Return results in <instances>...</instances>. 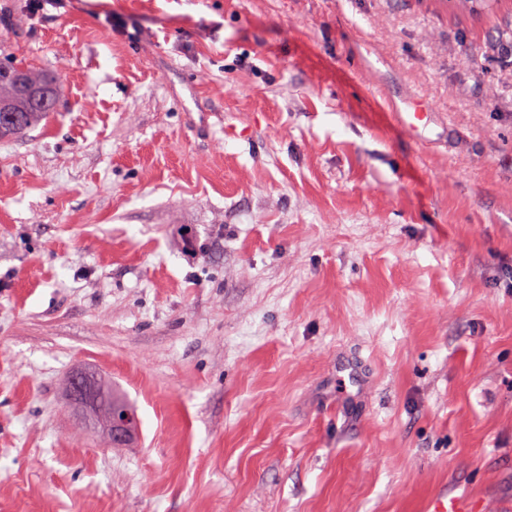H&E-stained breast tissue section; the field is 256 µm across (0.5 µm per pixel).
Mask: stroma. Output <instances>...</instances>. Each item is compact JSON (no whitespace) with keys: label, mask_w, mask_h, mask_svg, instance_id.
Masks as SVG:
<instances>
[{"label":"stroma","mask_w":512,"mask_h":512,"mask_svg":"<svg viewBox=\"0 0 512 512\" xmlns=\"http://www.w3.org/2000/svg\"><path fill=\"white\" fill-rule=\"evenodd\" d=\"M511 42L512 0H0L60 79L0 141V512H512ZM68 397L71 403L79 405L89 413L88 427L97 428L95 416L105 408L107 394L98 379L88 372H79L72 376ZM112 406L125 411L128 414L130 419L129 426L134 434L139 425V417L132 406L128 403V401L123 396L117 394L115 389L112 390ZM105 426L111 439H113L114 442L124 441L125 437L129 433L127 420L125 417H123L121 412H114L111 414L106 421ZM428 509V512H482L484 510L479 503L473 501L459 505L456 501L448 500V495L432 499Z\"/></svg>","instance_id":"1"}]
</instances>
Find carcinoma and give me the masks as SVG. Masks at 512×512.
Returning <instances> with one entry per match:
<instances>
[{"instance_id": "obj_1", "label": "carcinoma", "mask_w": 512, "mask_h": 512, "mask_svg": "<svg viewBox=\"0 0 512 512\" xmlns=\"http://www.w3.org/2000/svg\"><path fill=\"white\" fill-rule=\"evenodd\" d=\"M0 105L7 111L0 112V139L12 137L37 126L49 115V111L32 104L25 85L31 84L45 89L50 98H58L59 84L56 75L36 70L18 62L8 48L0 51ZM112 406L126 412L130 428L137 430L139 417L128 401L117 392H112Z\"/></svg>"}]
</instances>
